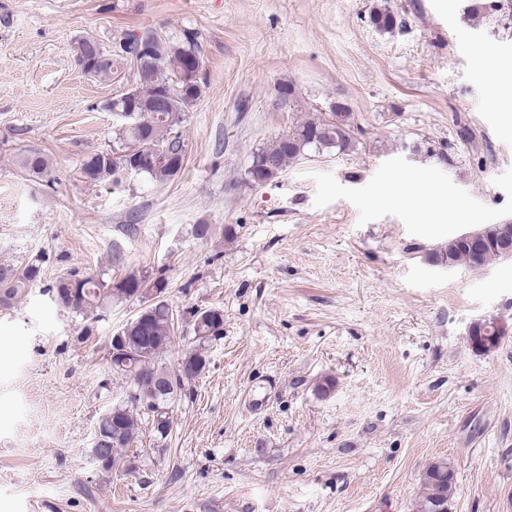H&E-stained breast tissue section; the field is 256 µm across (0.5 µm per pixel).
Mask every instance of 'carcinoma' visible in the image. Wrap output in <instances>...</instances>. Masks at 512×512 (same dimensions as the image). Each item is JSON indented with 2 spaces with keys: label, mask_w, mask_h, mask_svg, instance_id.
Listing matches in <instances>:
<instances>
[{
  "label": "carcinoma",
  "mask_w": 512,
  "mask_h": 512,
  "mask_svg": "<svg viewBox=\"0 0 512 512\" xmlns=\"http://www.w3.org/2000/svg\"><path fill=\"white\" fill-rule=\"evenodd\" d=\"M370 24L379 31L390 32L402 20L389 7H376L369 14ZM152 43L155 54L138 60L140 43ZM102 54L110 60L91 62L84 73L103 79L131 64L136 67L135 87L105 101L103 109L121 111V123L115 130V145L110 151H97L82 158L80 174L90 183H110L120 175H136L145 180L164 183L173 179L185 161L183 135L186 112L202 96L205 82L201 75L189 74L191 58H201L198 33L182 32L175 41L154 32L128 35L119 43L118 51ZM338 120H307L291 132L259 147L253 152L247 169V182L255 187L269 184L288 166L313 150L317 153L346 152L353 144L349 114L336 113ZM20 165L29 177L39 179L50 174L52 162L36 150L22 153ZM500 224L477 229L482 248L476 251L470 242L455 237L434 252V258L453 266L465 265L473 270L504 258ZM42 278L39 261L24 268L0 266V308L7 309L26 296ZM169 282L164 273L149 277L131 272L118 280H104L88 274L80 278L62 277L52 288L54 301L61 307L85 316L112 303V300L151 296V303L141 310L128 332L129 352L111 361L112 374L125 381L126 389L139 392L147 399L157 398L158 405L148 408L136 400L124 399L111 404L100 416L96 428L102 432L91 452L114 469L122 465L124 451L139 441L142 425L152 428L171 412L170 401L186 384L202 374L207 365V346L223 335L224 314L207 309L197 314L194 322L195 345L182 355L188 368L170 372L160 365V352L171 345L174 332L173 309L165 299ZM474 336L482 341L480 352L496 350L505 335L492 325L481 324ZM170 381V390L153 395L159 378ZM431 472L419 478L420 493L416 508L430 512L431 507H447L457 491V473L446 459L430 463Z\"/></svg>",
  "instance_id": "1"
}]
</instances>
